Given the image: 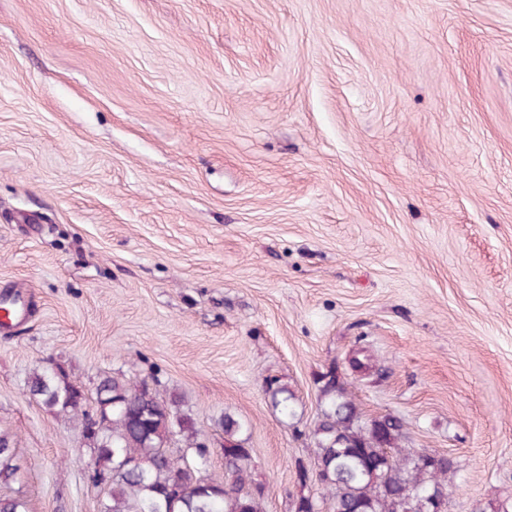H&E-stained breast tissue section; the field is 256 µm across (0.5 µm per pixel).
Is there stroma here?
<instances>
[{"mask_svg":"<svg viewBox=\"0 0 512 512\" xmlns=\"http://www.w3.org/2000/svg\"><path fill=\"white\" fill-rule=\"evenodd\" d=\"M0 432L30 512H98L80 421L30 395L159 379L262 512L316 475L323 387L512 512V0H0ZM294 395L283 417L269 387ZM21 288L0 292V312H2L0 329L2 330L12 328L15 325L14 322L26 317L31 309V293Z\"/></svg>","mask_w":512,"mask_h":512,"instance_id":"obj_1","label":"stroma"}]
</instances>
